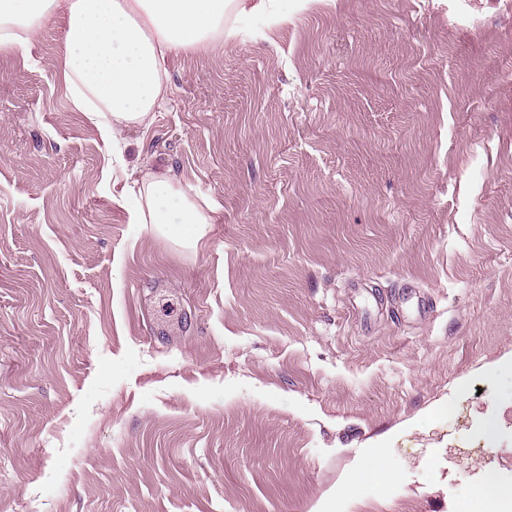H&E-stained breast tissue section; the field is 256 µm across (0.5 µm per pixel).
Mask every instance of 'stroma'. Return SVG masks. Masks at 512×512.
Here are the masks:
<instances>
[{
  "mask_svg": "<svg viewBox=\"0 0 512 512\" xmlns=\"http://www.w3.org/2000/svg\"><path fill=\"white\" fill-rule=\"evenodd\" d=\"M279 6L115 149L58 27L0 55V512L512 499V0ZM156 169L197 249L118 204Z\"/></svg>",
  "mask_w": 512,
  "mask_h": 512,
  "instance_id": "obj_1",
  "label": "stroma"
}]
</instances>
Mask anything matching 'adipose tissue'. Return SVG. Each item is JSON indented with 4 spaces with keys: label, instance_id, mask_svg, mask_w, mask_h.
Instances as JSON below:
<instances>
[{
    "label": "adipose tissue",
    "instance_id": "adipose-tissue-1",
    "mask_svg": "<svg viewBox=\"0 0 512 512\" xmlns=\"http://www.w3.org/2000/svg\"><path fill=\"white\" fill-rule=\"evenodd\" d=\"M231 16H262L272 24L287 19L276 0H0V53H27L43 26L57 22L73 103L104 141L115 142L130 126L152 122L166 93L168 56L236 37ZM140 185L129 223L198 247L213 221L211 208L198 205L166 172L144 174Z\"/></svg>",
    "mask_w": 512,
    "mask_h": 512
}]
</instances>
